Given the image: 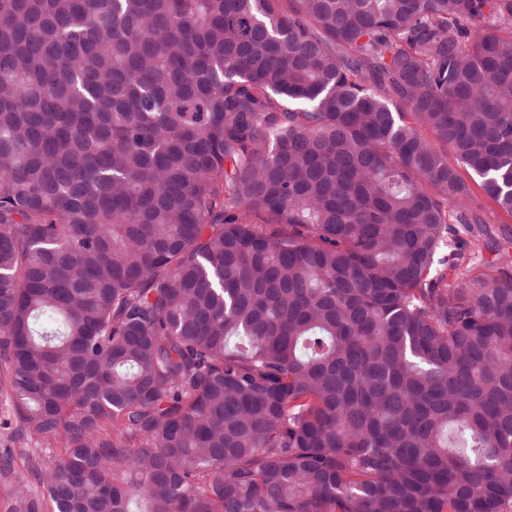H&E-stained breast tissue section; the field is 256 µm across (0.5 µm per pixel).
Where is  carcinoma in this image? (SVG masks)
I'll list each match as a JSON object with an SVG mask.
<instances>
[{"mask_svg": "<svg viewBox=\"0 0 512 512\" xmlns=\"http://www.w3.org/2000/svg\"><path fill=\"white\" fill-rule=\"evenodd\" d=\"M512 0H0L15 512H512ZM451 148L455 163L424 133ZM458 171L461 177L471 188L472 206L484 216L487 224H489L488 227L493 231V238L487 241L488 247L486 246V242L480 241L483 260L481 263L475 265L476 269L470 277L476 278L487 274H493L491 267L481 264L484 262L487 264H492V262L500 264L501 262L510 261L512 259V243L503 239L504 236L500 233V229L503 226H509L512 228V217L501 211L492 200L483 194L475 182V180L478 181V179L474 178L470 172L464 168H459Z\"/></svg>", "mask_w": 512, "mask_h": 512, "instance_id": "1", "label": "carcinoma"}]
</instances>
